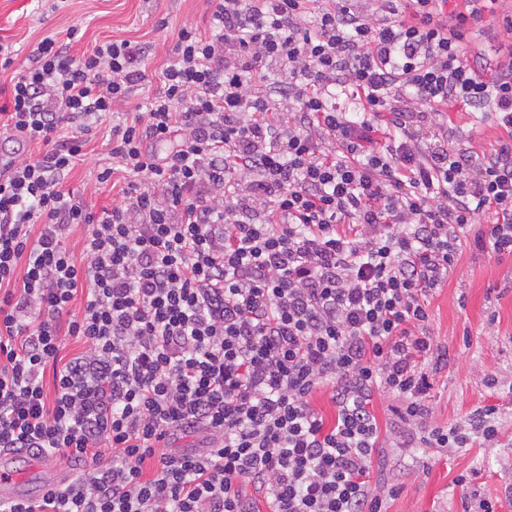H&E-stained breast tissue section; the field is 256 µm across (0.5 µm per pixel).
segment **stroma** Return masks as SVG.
Returning a JSON list of instances; mask_svg holds the SVG:
<instances>
[{
	"instance_id": "35a3bbf8",
	"label": "stroma",
	"mask_w": 512,
	"mask_h": 512,
	"mask_svg": "<svg viewBox=\"0 0 512 512\" xmlns=\"http://www.w3.org/2000/svg\"><path fill=\"white\" fill-rule=\"evenodd\" d=\"M206 0H66L52 12L43 0H0V37L17 52L16 66L26 65L47 34L70 42L80 56L94 45L127 39L155 47L148 72L160 70L183 25L207 29ZM78 39H70L71 29ZM457 128L448 146L491 153L500 131L491 114L451 113ZM109 124H102L87 146V156L67 183L75 195L111 206L110 188L98 187L96 173L111 164ZM430 329L448 346V363L434 377L430 424L445 425L480 407L497 411L498 447L474 445L459 450L388 448L382 478L394 486L386 512H465L471 497L495 501V512H512V255L500 258L463 243L448 282L430 300ZM466 475L467 486L456 479Z\"/></svg>"
}]
</instances>
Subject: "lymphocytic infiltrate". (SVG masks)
Segmentation results:
<instances>
[{"mask_svg": "<svg viewBox=\"0 0 512 512\" xmlns=\"http://www.w3.org/2000/svg\"><path fill=\"white\" fill-rule=\"evenodd\" d=\"M207 3L208 30L179 28L131 119L146 43L75 57L49 35L10 80L0 125L31 152L0 173V451L84 469L0 512H383L384 448L500 440L493 408L417 425L448 359L428 299L462 234L491 217L475 247L512 255V13ZM488 26L492 56L470 45ZM485 108L494 152L449 149V112ZM418 114L425 144L404 134ZM107 115L98 211L64 183ZM381 394L401 430L381 429ZM192 434L201 447L176 449Z\"/></svg>", "mask_w": 512, "mask_h": 512, "instance_id": "obj_1", "label": "lymphocytic infiltrate"}]
</instances>
